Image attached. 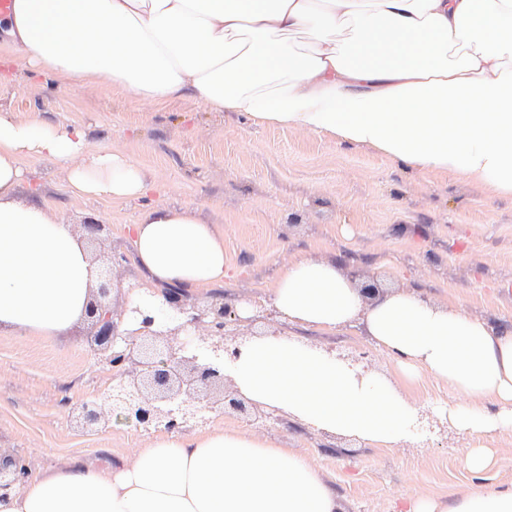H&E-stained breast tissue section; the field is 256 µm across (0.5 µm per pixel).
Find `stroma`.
Listing matches in <instances>:
<instances>
[{"label":"stroma","instance_id":"1","mask_svg":"<svg viewBox=\"0 0 512 512\" xmlns=\"http://www.w3.org/2000/svg\"><path fill=\"white\" fill-rule=\"evenodd\" d=\"M13 72L0 85L1 112L81 126L93 147L120 149L156 184L149 201L195 207L223 227L235 278L212 297L267 310V286L280 265L326 257L378 287L415 288L476 316L512 320V195L491 197L455 174L420 171L368 147L258 126L191 97L145 102L102 83L38 77L22 64ZM23 166L21 196L57 206L71 224L91 213L106 224L102 242L91 246L97 258L131 253L126 226L137 204L76 200L59 165L28 159ZM299 337L349 360L366 354L372 369L393 371L357 328ZM113 383L87 325L66 340L0 335V448L41 470L74 457L133 455L151 433L114 419L89 431L76 419L82 403L102 401ZM198 427L238 429L296 449L336 489L345 512H403L418 497L450 501L512 481L510 435L498 443L494 466L475 475L462 461L466 437L452 431L385 449L327 436L270 410L256 419L213 411Z\"/></svg>","mask_w":512,"mask_h":512}]
</instances>
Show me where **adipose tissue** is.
<instances>
[{
  "label": "adipose tissue",
  "instance_id": "adipose-tissue-1",
  "mask_svg": "<svg viewBox=\"0 0 512 512\" xmlns=\"http://www.w3.org/2000/svg\"><path fill=\"white\" fill-rule=\"evenodd\" d=\"M0 51L41 76L90 79L141 99L192 97L257 125L326 134L416 169L512 194V0H14ZM64 165L82 200L138 201L127 226L139 287L162 303L225 284L224 229L196 208L145 205L151 187L125 154L83 128L0 111V334L71 335L99 267L85 231L19 199L24 160ZM283 330L243 342L237 393L329 436L378 448L418 438L406 387L447 383L440 421L468 437L472 473L512 434V322L495 323L412 288L366 297L333 259L299 257L268 287ZM359 327L393 377L299 341L294 329ZM0 512H343L310 461L276 441L213 428L156 436L130 457L28 471ZM407 512H512V483Z\"/></svg>",
  "mask_w": 512,
  "mask_h": 512
}]
</instances>
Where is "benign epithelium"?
Here are the masks:
<instances>
[{
  "label": "benign epithelium",
  "mask_w": 512,
  "mask_h": 512,
  "mask_svg": "<svg viewBox=\"0 0 512 512\" xmlns=\"http://www.w3.org/2000/svg\"><path fill=\"white\" fill-rule=\"evenodd\" d=\"M110 287L99 285L86 308V320L104 361L119 376L112 392V412L137 428L150 432L181 430L220 407L248 413L231 379L227 362L240 355L229 337L253 320H243L233 306L218 298L207 303H178L179 293H165L166 302L179 314L178 325L161 330L170 317L151 302L112 308ZM130 320L139 328L124 334L119 323ZM106 412L91 401L81 405L78 418L86 428H96ZM25 469L0 468V491L17 484Z\"/></svg>",
  "instance_id": "7a95c632"
}]
</instances>
